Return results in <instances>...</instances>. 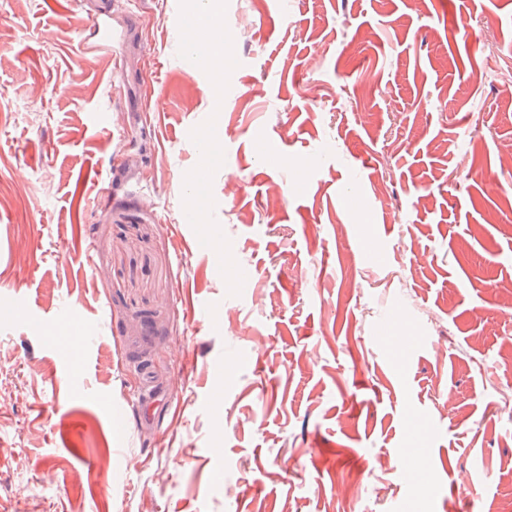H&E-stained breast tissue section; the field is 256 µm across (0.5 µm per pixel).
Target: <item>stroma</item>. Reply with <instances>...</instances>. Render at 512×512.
I'll return each instance as SVG.
<instances>
[{
    "mask_svg": "<svg viewBox=\"0 0 512 512\" xmlns=\"http://www.w3.org/2000/svg\"><path fill=\"white\" fill-rule=\"evenodd\" d=\"M223 5L219 99L198 0H0V512H512V0ZM200 11L204 15L205 22L189 29L186 34L188 42L197 44L205 49L204 52H196L188 57L185 70L188 76L198 78L206 70V57L209 62L213 57L224 53V46L214 40L216 22L220 14V0H204L200 4ZM85 27H92L97 30V38L95 41L86 45V52L82 58L85 63H91L100 53H111L113 37L109 27L100 21L90 20Z\"/></svg>",
    "mask_w": 512,
    "mask_h": 512,
    "instance_id": "1",
    "label": "stroma"
}]
</instances>
